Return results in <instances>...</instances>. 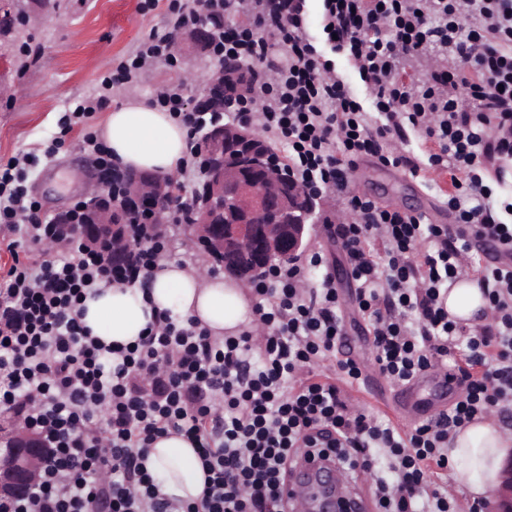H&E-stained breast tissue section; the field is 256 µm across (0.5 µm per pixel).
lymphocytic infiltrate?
I'll use <instances>...</instances> for the list:
<instances>
[{
	"label": "lymphocytic infiltrate",
	"mask_w": 512,
	"mask_h": 512,
	"mask_svg": "<svg viewBox=\"0 0 512 512\" xmlns=\"http://www.w3.org/2000/svg\"><path fill=\"white\" fill-rule=\"evenodd\" d=\"M252 2L258 24L229 23L219 39L220 55L237 57L253 79L239 120L287 144L288 171L306 188L342 201L348 219L327 225V236L343 253L380 374L399 386L460 349L461 396L405 434L348 406L342 387L362 369L339 355L342 303L322 251L253 280L260 336L218 338L163 312L137 343L102 344L81 325L78 303L97 285L149 277L166 246L141 218L128 267L102 264L76 241L66 256L46 258L41 245L58 225L22 186L27 154L0 163V224L14 232L12 263L0 275V407L52 453L30 494L0 501V512H286L279 487L289 461L315 455L333 457L347 477L372 471L377 512H456L434 488V470L447 469L449 445L476 417L512 416V265L471 261L475 240L512 251V224L484 182L490 165L512 159V0H321L325 43L369 90V112L331 75L304 0ZM210 4L172 9L166 27L119 62L120 84L173 63L178 33ZM111 90L105 80L78 100L66 126L80 128L85 147L119 179L126 172L93 126ZM413 132L430 144L426 161L399 148ZM365 159L414 176L426 166L448 173L453 223L352 193L349 174ZM472 271L493 320L469 331L449 319L445 300L449 284ZM325 360L329 372L314 374ZM171 433L195 444L207 472L192 502L161 494L143 466L154 440Z\"/></svg>",
	"instance_id": "obj_1"
}]
</instances>
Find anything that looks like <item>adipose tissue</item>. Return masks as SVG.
I'll list each match as a JSON object with an SVG mask.
<instances>
[{
	"mask_svg": "<svg viewBox=\"0 0 512 512\" xmlns=\"http://www.w3.org/2000/svg\"><path fill=\"white\" fill-rule=\"evenodd\" d=\"M106 144L126 169L173 173L187 148V129L170 113L139 101L108 112ZM488 301L476 280L463 278L448 289L449 319L470 328L487 321ZM170 311L206 328L212 336H234L251 320V296L245 283L167 263L146 285L102 286L78 306L82 326L103 344L137 342L160 312ZM512 456V434L494 416L475 419L460 430L448 449L450 483L464 501L494 500L501 470ZM160 493L185 501L201 497L205 475L193 443L180 434L156 439L145 462Z\"/></svg>",
	"mask_w": 512,
	"mask_h": 512,
	"instance_id": "obj_1",
	"label": "adipose tissue"
}]
</instances>
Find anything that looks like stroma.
Instances as JSON below:
<instances>
[{
	"label": "stroma",
	"mask_w": 512,
	"mask_h": 512,
	"mask_svg": "<svg viewBox=\"0 0 512 512\" xmlns=\"http://www.w3.org/2000/svg\"><path fill=\"white\" fill-rule=\"evenodd\" d=\"M177 0H62L61 8L26 29L25 46L5 45L0 54V161L20 154H36L42 161L28 172L25 184L38 201L42 214L55 215L74 207L95 190L94 155L80 145L78 131H66L63 116L67 105L93 92L96 84L114 78L119 61L134 54L140 39L151 28L163 26L170 6ZM195 60L179 48L176 65L155 64L141 82L131 88L113 87L111 106L130 99L151 102L158 87L179 83ZM51 159H44L48 146ZM441 174L425 170L411 177L401 169L384 168L372 161L359 162L350 173V189L383 206L409 212L432 208L434 223L449 224L453 216L445 207ZM342 210L341 202L323 198L319 216L331 218ZM320 223L315 224L308 251L324 250L339 279L341 293H348L341 251L332 246ZM347 332L353 335L354 356L363 365L365 379L379 378L373 351L366 338L367 322L350 305H343ZM349 404L378 423L405 433L403 419L373 398L364 382L346 391Z\"/></svg>",
	"instance_id": "obj_1"
}]
</instances>
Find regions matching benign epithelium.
<instances>
[{"label": "benign epithelium", "mask_w": 512, "mask_h": 512, "mask_svg": "<svg viewBox=\"0 0 512 512\" xmlns=\"http://www.w3.org/2000/svg\"><path fill=\"white\" fill-rule=\"evenodd\" d=\"M181 40L195 48L214 42L216 35L210 29H198ZM212 149L224 154V160L208 169L205 197L195 201L189 223L182 226L185 235L208 242L206 262L232 269L236 257L247 253L258 269L302 252L316 224L317 196L276 172L249 123L206 132L199 141L200 156L206 157ZM111 180V174L98 167L92 194L96 214L106 208L99 192L109 188ZM127 196L148 209L159 233L166 232L161 218L170 210V198L148 196L135 185L128 187ZM301 196L308 199L303 206L297 204ZM65 231L88 242L111 236L115 226L75 218ZM50 452L48 442L33 430L13 424L0 431V497L27 493L37 483ZM503 475L494 512H512V458L505 463Z\"/></svg>", "instance_id": "benign-epithelium-1"}]
</instances>
